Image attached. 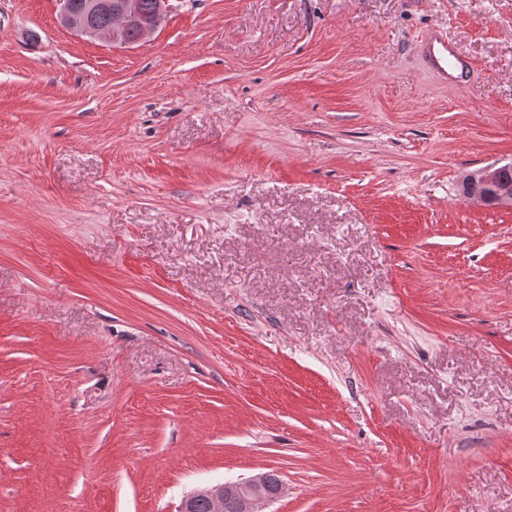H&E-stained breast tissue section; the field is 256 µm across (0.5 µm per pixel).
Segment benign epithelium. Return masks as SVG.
Here are the masks:
<instances>
[{"label":"benign epithelium","mask_w":512,"mask_h":512,"mask_svg":"<svg viewBox=\"0 0 512 512\" xmlns=\"http://www.w3.org/2000/svg\"><path fill=\"white\" fill-rule=\"evenodd\" d=\"M60 22L81 36H90L116 45L131 46L148 38L159 26V15L169 10L168 0H160L158 14L147 16L139 11L138 0H121L115 7L119 22L112 29L92 33L82 19L70 13L66 0H58ZM135 27L137 38H126V29ZM461 197L495 207H512V162L493 163L467 173L461 182ZM286 493V484L276 470L260 472L236 481L199 487L184 496L178 512H191L197 499L209 502L211 512H226L233 505L246 512H268V508Z\"/></svg>","instance_id":"obj_1"}]
</instances>
